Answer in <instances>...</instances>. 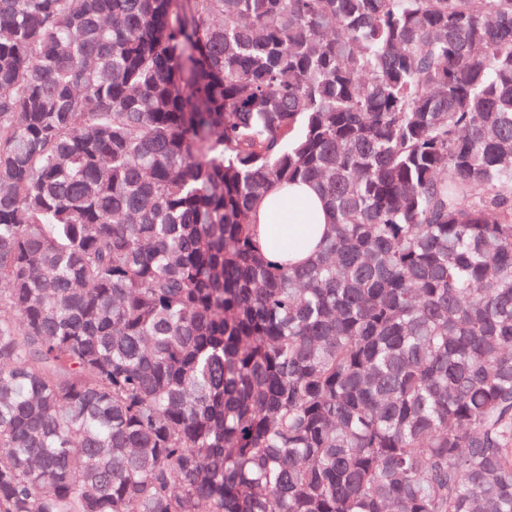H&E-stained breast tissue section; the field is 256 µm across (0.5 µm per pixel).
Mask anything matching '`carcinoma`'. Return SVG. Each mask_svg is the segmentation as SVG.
<instances>
[{"label": "carcinoma", "instance_id": "obj_1", "mask_svg": "<svg viewBox=\"0 0 512 512\" xmlns=\"http://www.w3.org/2000/svg\"><path fill=\"white\" fill-rule=\"evenodd\" d=\"M0 512H512V0H0ZM254 230L267 259L304 262L327 231L322 200L307 184L279 187L256 206ZM288 249V256L285 250Z\"/></svg>", "mask_w": 512, "mask_h": 512}]
</instances>
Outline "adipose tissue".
Returning a JSON list of instances; mask_svg holds the SVG:
<instances>
[{"label": "adipose tissue", "instance_id": "adipose-tissue-1", "mask_svg": "<svg viewBox=\"0 0 512 512\" xmlns=\"http://www.w3.org/2000/svg\"><path fill=\"white\" fill-rule=\"evenodd\" d=\"M254 230L267 259L306 261L327 231L322 200L306 184L279 187L256 206Z\"/></svg>", "mask_w": 512, "mask_h": 512}]
</instances>
